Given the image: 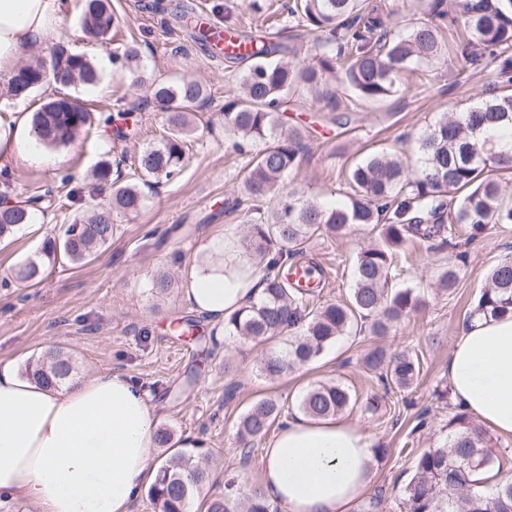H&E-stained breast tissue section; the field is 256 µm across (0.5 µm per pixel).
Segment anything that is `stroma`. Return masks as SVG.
I'll return each mask as SVG.
<instances>
[{
    "mask_svg": "<svg viewBox=\"0 0 512 512\" xmlns=\"http://www.w3.org/2000/svg\"><path fill=\"white\" fill-rule=\"evenodd\" d=\"M139 2L112 0L125 23L105 40L88 36L78 7L70 6L50 41L28 46L19 56L23 62L48 61L60 47L85 54L99 66L95 84L62 88L49 81L26 99L16 100L6 92L9 73L0 72V116L6 118L31 115L43 101L66 94L98 113L128 111L136 117L127 139L95 129L72 145L52 149L55 162L48 166L30 165L22 148L0 160V168L11 176V200L50 186L55 189L51 206L33 211L32 226L0 241V364L11 363L21 374L30 360L60 349L74 358L76 377L125 372L154 405L158 427L170 429L177 439L206 438L202 462L209 475L205 490L212 494L223 493L225 480L232 477L245 488L258 481L264 443L257 440L247 447L237 436L239 417L256 400L275 397L288 417L296 414L302 394L312 384L341 382L360 397L379 400L376 412L357 406L343 417L369 433L379 448L374 485L385 489L387 508L394 512V499L412 475L416 455L447 440L455 412V402L447 394L448 353L491 269L512 254V224L491 225L475 238L459 229L451 251L408 244L403 272L391 285L416 289L426 304L384 342L418 354L421 378L416 387L388 394L363 370L361 359L375 341L366 332L340 337L316 361L276 380L261 377L257 363L273 351V343L225 335L223 324L197 319L181 298L183 270L198 244L219 228L244 231L242 211L224 207L237 196L242 178L243 157L225 137L221 115L225 95L235 88V76L189 38L178 18L184 0H162L159 12L143 11ZM192 2L209 23L227 21L257 34L265 29L264 15L251 11L247 0ZM458 34L455 27L443 30L446 60L416 64L414 71L404 73L398 90L381 102L346 97L331 112L305 92L289 94L288 121L306 130L304 156L290 177L291 188L323 203L345 201L342 175L350 165L383 149L412 152L419 134L443 113L480 103L496 78V64L487 58L478 71L465 68ZM128 44L139 47L140 66L148 77L194 79L207 89L186 165L178 178L148 192L135 218H121L111 245L92 260L55 264L36 285L18 281L15 271L20 264L44 261L46 240L58 237L62 225L71 223L77 212L108 196V187L90 181L91 171L101 161L139 152L163 134L160 108L145 88L134 86L127 72L99 65ZM64 173L71 176L65 187L60 184ZM70 190L75 193L71 201L66 198ZM375 238V233L359 230L342 238L316 235L306 243L305 259L324 271L316 304L347 298L354 258ZM452 253L458 256V282L453 292L443 293L437 289V277ZM165 272L173 274L174 285L161 294L153 283ZM192 318L198 321L197 336H204L205 346L197 345L196 336L176 330L181 321ZM190 372L196 381L185 392L181 386ZM421 414L427 425L419 430L415 424Z\"/></svg>",
    "mask_w": 512,
    "mask_h": 512,
    "instance_id": "35a3bbf8",
    "label": "stroma"
}]
</instances>
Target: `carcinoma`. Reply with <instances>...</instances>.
I'll return each mask as SVG.
<instances>
[{"mask_svg": "<svg viewBox=\"0 0 512 512\" xmlns=\"http://www.w3.org/2000/svg\"><path fill=\"white\" fill-rule=\"evenodd\" d=\"M429 20H418L395 33L397 12L368 0H292L287 20L293 28L320 33L314 62L293 63L286 57L293 48L274 38L241 34L251 46L245 57L226 54L222 61L243 66L239 87L224 97V135L234 139L240 153L255 141L267 146L253 154L243 167L239 196L231 209L246 207L248 247L266 261L268 273L261 294L251 305L224 322L230 336L263 341L293 333L287 346L262 358L259 374L276 379L316 360L325 348L360 321L370 334L390 335L411 312L422 306L412 288L390 290L389 280L399 269V258L410 238L446 243L445 234L464 224L471 237L490 224H512V207L502 199L501 177L512 172V145L503 147L486 135L490 127L512 129V94H491L488 99L424 130L416 141L415 161L410 165L387 152L371 154L355 163L346 174L349 192L341 205L303 201L287 190L288 176L296 171L304 152L303 129L291 127L284 105L290 92L302 88L317 104L335 110L339 94L378 102L400 86V79L416 61L439 60L444 55L439 26L433 20L451 19L466 33L461 57L476 69L487 56L497 63L501 82L512 83V0H429ZM180 19L190 37L210 51L211 30L198 24L187 6ZM83 29L96 39L107 38L121 23L111 0H82ZM114 63L130 72L139 67V54L128 46L114 55ZM31 84L9 83L15 98H24L47 79L39 59L19 66ZM338 78L334 85L329 83ZM52 79L61 87L92 85L98 79L91 61L83 54L63 53L55 61ZM152 99L164 114V135L139 151L130 167L132 174L112 168L107 161L95 170L97 180L111 182L112 193L89 214L77 215L61 238L48 242L47 258L63 256L84 262L107 246L118 230L116 218L135 216L145 205L144 189L182 172L185 146L196 127L193 115L207 100V91L193 80L153 82ZM130 112L97 116L77 97L51 99L33 113L31 125L48 147L67 146L92 126L104 123L115 136H127ZM49 193L23 201L0 203V238L30 223L31 207L46 201ZM359 227L379 231L380 244L359 252L352 269V288L346 300L310 307L314 292L291 283L284 270L301 254L315 234L346 236ZM40 264L30 261L16 278L32 282L43 278ZM512 311V256L490 272L488 285L471 307L468 317L506 314ZM367 371L387 390L404 391L416 384L421 366L415 353L394 352L382 345L367 350L362 358ZM70 355L57 350L26 365L27 376L56 388L73 375ZM359 398L339 382L310 386L298 403L299 412L312 418L336 416L357 406ZM282 406L262 398L239 419L237 435L246 441L266 436L281 417ZM448 441L423 451L415 472L397 499V512H512V480L502 479L475 490L472 474L492 468L496 456L485 433L459 411L448 422ZM207 480V472L195 457V449L180 448L162 465L147 489L157 512H190ZM205 512H282L265 498L259 486L241 493L235 482L224 484V494L206 503Z\"/></svg>", "mask_w": 512, "mask_h": 512, "instance_id": "1", "label": "carcinoma"}]
</instances>
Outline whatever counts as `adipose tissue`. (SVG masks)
Wrapping results in <instances>:
<instances>
[{
  "instance_id": "ef3b65f1",
  "label": "adipose tissue",
  "mask_w": 512,
  "mask_h": 512,
  "mask_svg": "<svg viewBox=\"0 0 512 512\" xmlns=\"http://www.w3.org/2000/svg\"><path fill=\"white\" fill-rule=\"evenodd\" d=\"M70 0H0V71L22 47L49 41ZM265 265L233 232L202 241L182 296L212 322L256 297ZM446 375L454 401L479 423L512 436V313L461 326ZM152 405L121 371L55 389L0 366V494L33 512H131L156 473ZM374 442L346 419L293 417L265 444L259 485L285 512H350L369 491Z\"/></svg>"
}]
</instances>
